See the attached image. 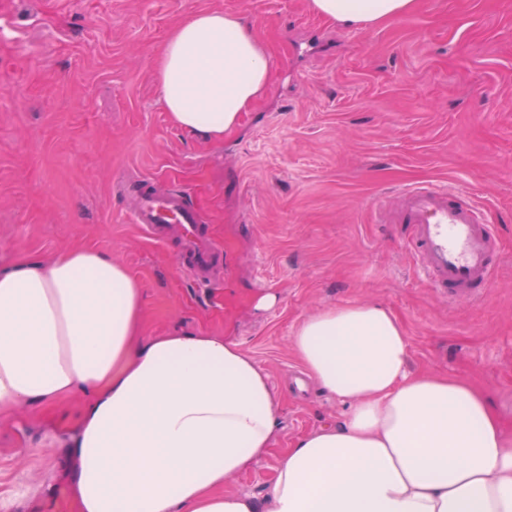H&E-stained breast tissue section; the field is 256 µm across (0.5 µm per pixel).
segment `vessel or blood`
Masks as SVG:
<instances>
[{
  "instance_id": "1",
  "label": "vessel or blood",
  "mask_w": 512,
  "mask_h": 512,
  "mask_svg": "<svg viewBox=\"0 0 512 512\" xmlns=\"http://www.w3.org/2000/svg\"><path fill=\"white\" fill-rule=\"evenodd\" d=\"M120 190L129 200L130 221L157 242L178 240L184 274L210 283L221 256L196 209L179 192L158 191L146 178L127 180ZM373 209L383 223L407 226V241L433 288L452 300L480 299L497 264L496 241L464 191L418 185L403 192L398 211L380 203Z\"/></svg>"
}]
</instances>
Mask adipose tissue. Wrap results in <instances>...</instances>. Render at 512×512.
Returning <instances> with one entry per match:
<instances>
[{
  "instance_id": "adipose-tissue-1",
  "label": "adipose tissue",
  "mask_w": 512,
  "mask_h": 512,
  "mask_svg": "<svg viewBox=\"0 0 512 512\" xmlns=\"http://www.w3.org/2000/svg\"><path fill=\"white\" fill-rule=\"evenodd\" d=\"M310 8L380 24L416 0ZM152 73L171 123L218 140L266 91L270 54L242 13L204 11L170 30ZM142 308V283L94 249L0 269V418L81 398L67 448L80 512H512V436L489 395L410 372L405 329L378 303L300 322L298 359L348 412L289 448L264 501L223 492L268 454L278 398L237 342L143 335Z\"/></svg>"
}]
</instances>
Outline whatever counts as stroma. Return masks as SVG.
<instances>
[{"label":"stroma","instance_id":"1","mask_svg":"<svg viewBox=\"0 0 512 512\" xmlns=\"http://www.w3.org/2000/svg\"><path fill=\"white\" fill-rule=\"evenodd\" d=\"M202 10L243 13L271 54L266 93L220 141L173 126L152 76L168 32ZM1 19L0 269L96 248L143 282V335L238 341L283 428L225 491L263 497L290 445L344 413L314 381L292 385L297 326L336 305L387 307L411 371L474 382L512 433V0H417L378 26L308 0H0ZM137 177L200 212L226 259L211 284L130 223L115 186ZM417 184L469 192L493 224L499 266L479 300L431 288L401 225L376 219L372 201ZM80 404L0 423V512H78L66 447Z\"/></svg>","mask_w":512,"mask_h":512}]
</instances>
